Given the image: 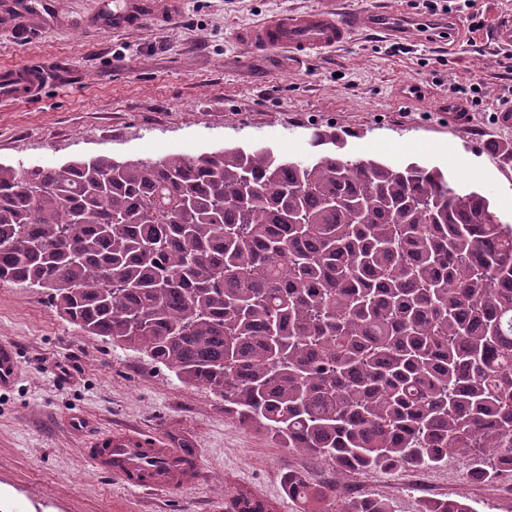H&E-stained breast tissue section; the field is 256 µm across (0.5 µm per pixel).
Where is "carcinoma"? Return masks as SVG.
I'll use <instances>...</instances> for the list:
<instances>
[{
	"instance_id": "obj_1",
	"label": "carcinoma",
	"mask_w": 512,
	"mask_h": 512,
	"mask_svg": "<svg viewBox=\"0 0 512 512\" xmlns=\"http://www.w3.org/2000/svg\"><path fill=\"white\" fill-rule=\"evenodd\" d=\"M195 156L0 165V281L339 474H512V227L437 167ZM300 512H393L289 472ZM224 512H271L237 489ZM420 512H474L435 499Z\"/></svg>"
}]
</instances>
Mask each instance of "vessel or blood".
<instances>
[{
    "label": "vessel or blood",
    "mask_w": 512,
    "mask_h": 512,
    "mask_svg": "<svg viewBox=\"0 0 512 512\" xmlns=\"http://www.w3.org/2000/svg\"><path fill=\"white\" fill-rule=\"evenodd\" d=\"M158 0H118L112 7V26L119 29L158 16ZM413 22L377 9H363L347 17L325 9L285 13L243 29L239 38L255 49H285L296 55L319 53L347 44L358 32H375L392 38H409ZM50 78L37 66L0 70V101L37 98ZM14 347L0 343V388L10 386L17 374ZM87 451L92 466L111 474L126 487L151 492L194 483L199 469L186 462L182 448L168 447L161 437L128 430L90 434Z\"/></svg>",
    "instance_id": "1"
}]
</instances>
